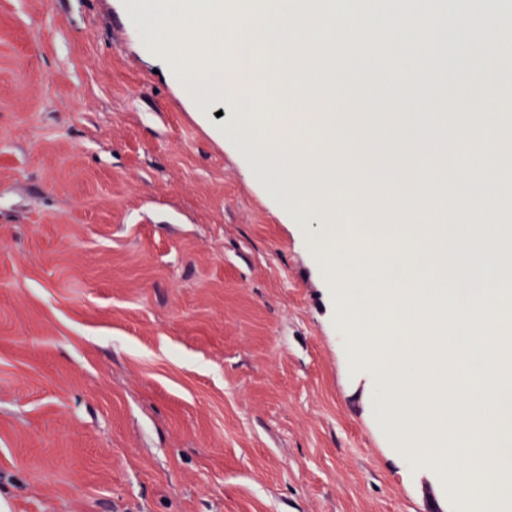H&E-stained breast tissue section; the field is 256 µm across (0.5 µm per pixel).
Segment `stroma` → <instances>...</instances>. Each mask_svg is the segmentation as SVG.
<instances>
[{
  "label": "stroma",
  "mask_w": 512,
  "mask_h": 512,
  "mask_svg": "<svg viewBox=\"0 0 512 512\" xmlns=\"http://www.w3.org/2000/svg\"><path fill=\"white\" fill-rule=\"evenodd\" d=\"M335 320L110 0H0V512H450Z\"/></svg>",
  "instance_id": "stroma-1"
}]
</instances>
